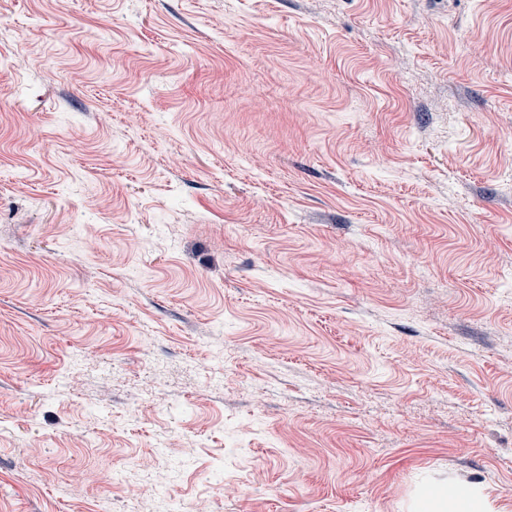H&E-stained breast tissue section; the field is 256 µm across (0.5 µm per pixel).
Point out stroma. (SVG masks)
<instances>
[{"mask_svg": "<svg viewBox=\"0 0 512 512\" xmlns=\"http://www.w3.org/2000/svg\"><path fill=\"white\" fill-rule=\"evenodd\" d=\"M2 171L0 512H512V0H0Z\"/></svg>", "mask_w": 512, "mask_h": 512, "instance_id": "obj_1", "label": "stroma"}]
</instances>
